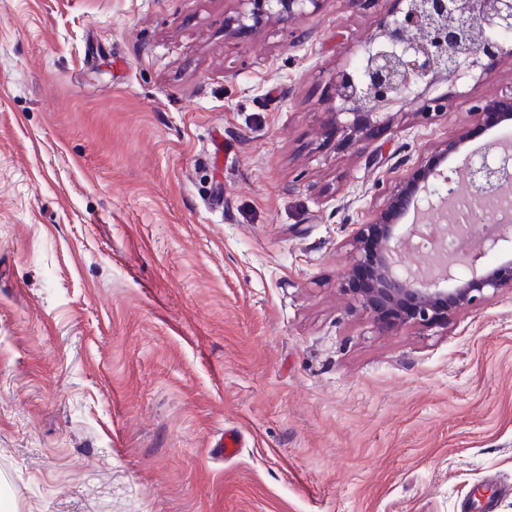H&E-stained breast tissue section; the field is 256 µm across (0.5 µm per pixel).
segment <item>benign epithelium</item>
I'll return each mask as SVG.
<instances>
[{
	"mask_svg": "<svg viewBox=\"0 0 512 512\" xmlns=\"http://www.w3.org/2000/svg\"><path fill=\"white\" fill-rule=\"evenodd\" d=\"M230 24L251 33L274 19L289 27L299 17L315 14L325 0H238ZM396 14L378 15L375 33L354 63L336 70L323 87L334 105L322 133L323 142L336 147L369 149L378 132L398 113L388 108L412 107L421 124H431L448 111V94H433L441 78L455 83L486 70L483 60L494 61L512 39V0H399ZM466 112L482 127H494L512 117V88L489 99H468ZM467 135L450 133L398 182H377L384 197L379 216L358 224L351 234L354 259L343 279L361 270L366 285L351 290L353 306L371 314L383 332L414 323L448 324L459 310L474 308L489 293L512 290V252L500 242L512 239V226L501 225L473 248L437 252L446 272L434 275L407 265L401 257L416 225L400 223L409 212L439 213L442 205L455 206L463 197L476 203L512 189V149L466 150ZM461 158L464 184L448 177L450 158ZM478 208L468 222L458 225L466 236L487 221ZM489 252L497 260L485 265Z\"/></svg>",
	"mask_w": 512,
	"mask_h": 512,
	"instance_id": "7a95c632",
	"label": "benign epithelium"
}]
</instances>
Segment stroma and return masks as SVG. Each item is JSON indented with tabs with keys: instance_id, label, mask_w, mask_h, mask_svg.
<instances>
[{
	"instance_id": "1",
	"label": "stroma",
	"mask_w": 512,
	"mask_h": 512,
	"mask_svg": "<svg viewBox=\"0 0 512 512\" xmlns=\"http://www.w3.org/2000/svg\"><path fill=\"white\" fill-rule=\"evenodd\" d=\"M237 0H0V501L10 512H512V291L381 333L356 225L447 114L320 146L348 0L247 37ZM230 147L214 156L213 142ZM243 446L217 447L225 430Z\"/></svg>"
}]
</instances>
